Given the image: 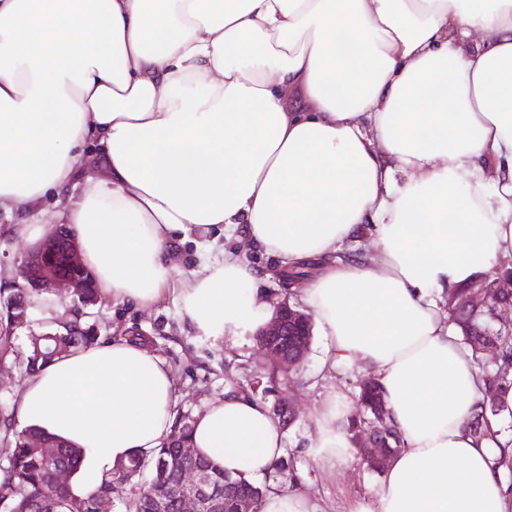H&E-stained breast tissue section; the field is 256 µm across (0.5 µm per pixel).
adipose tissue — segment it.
<instances>
[{"instance_id": "obj_1", "label": "adipose tissue", "mask_w": 512, "mask_h": 512, "mask_svg": "<svg viewBox=\"0 0 512 512\" xmlns=\"http://www.w3.org/2000/svg\"><path fill=\"white\" fill-rule=\"evenodd\" d=\"M101 295L148 308L176 294L215 341L272 315L255 270L211 229L318 263L299 295L335 364L373 370L405 446L375 510L507 512L495 444L465 428L481 398L446 288L512 267V0H0V212L46 236L43 199ZM370 229L371 265L337 260ZM204 276L173 279L178 243ZM174 377L125 339L26 379L16 414L80 449L74 490L161 447ZM317 410L321 461L349 451ZM195 452L266 476L283 433L229 394L192 425Z\"/></svg>"}]
</instances>
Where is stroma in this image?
I'll return each mask as SVG.
<instances>
[{
    "label": "stroma",
    "instance_id": "obj_1",
    "mask_svg": "<svg viewBox=\"0 0 512 512\" xmlns=\"http://www.w3.org/2000/svg\"><path fill=\"white\" fill-rule=\"evenodd\" d=\"M92 312L112 337L139 333L148 338L151 350L172 370L179 410L192 417L209 403L222 399L225 391L239 390L255 375L273 368L253 333L217 343L198 336L182 320L178 302L172 298L143 309L100 297ZM371 375V370L363 367L332 366L327 337L314 331L305 362L292 373L290 394L296 422L284 432V459L291 475L271 476L274 488H297L311 499L318 512H355L359 504L375 505L381 478L361 465L355 454L332 465L308 453L316 438L313 412L336 395L348 405H355L360 380Z\"/></svg>",
    "mask_w": 512,
    "mask_h": 512
}]
</instances>
